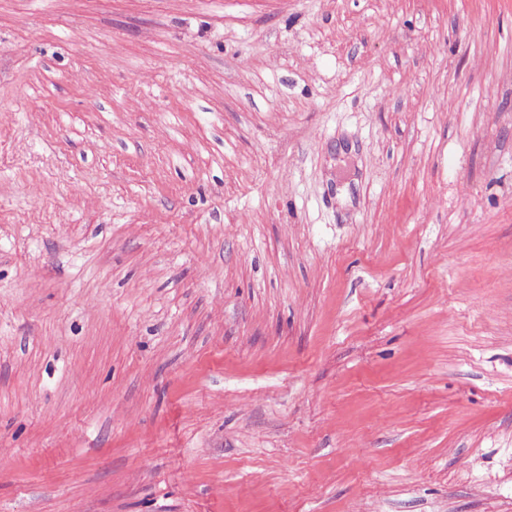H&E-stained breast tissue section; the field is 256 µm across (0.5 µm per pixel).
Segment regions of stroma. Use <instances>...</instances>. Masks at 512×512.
<instances>
[{
  "label": "stroma",
  "instance_id": "35a3bbf8",
  "mask_svg": "<svg viewBox=\"0 0 512 512\" xmlns=\"http://www.w3.org/2000/svg\"><path fill=\"white\" fill-rule=\"evenodd\" d=\"M0 512H512V0H0Z\"/></svg>",
  "mask_w": 512,
  "mask_h": 512
}]
</instances>
